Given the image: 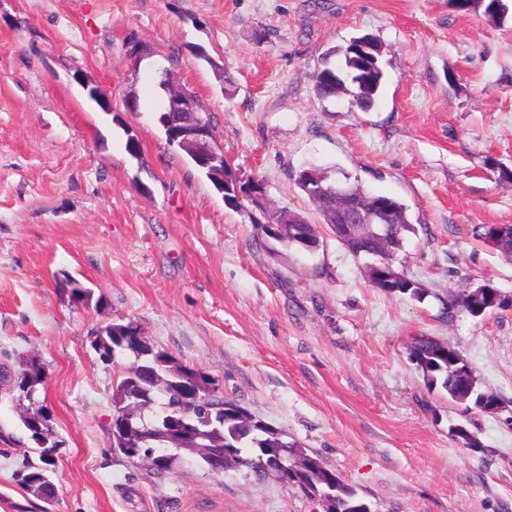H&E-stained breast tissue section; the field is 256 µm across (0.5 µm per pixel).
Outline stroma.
<instances>
[{
    "mask_svg": "<svg viewBox=\"0 0 512 512\" xmlns=\"http://www.w3.org/2000/svg\"><path fill=\"white\" fill-rule=\"evenodd\" d=\"M507 4L497 24L454 0H0V512H314L245 467L189 462L159 477L112 452V386L130 361H100L91 335L128 320L319 453L374 512H512V308L441 314L468 288L512 295V258L481 236L512 224ZM366 34L383 47L374 107L320 100L326 52ZM199 47L212 65L192 58ZM166 69L238 174L321 226L318 249L271 255L167 144L150 105ZM307 163L405 204L414 231L396 266L423 300L373 287L365 258L323 228L293 180ZM69 276L90 305L73 301ZM421 334L467 360L497 414L428 391L407 350ZM32 357L61 442L49 502L20 483L38 455L13 385ZM465 419L479 448L451 432Z\"/></svg>",
    "mask_w": 512,
    "mask_h": 512,
    "instance_id": "stroma-1",
    "label": "stroma"
}]
</instances>
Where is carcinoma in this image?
<instances>
[{
	"mask_svg": "<svg viewBox=\"0 0 512 512\" xmlns=\"http://www.w3.org/2000/svg\"><path fill=\"white\" fill-rule=\"evenodd\" d=\"M460 11L484 8V13L495 23L503 21L508 13L504 0H455ZM371 66L352 46L335 47L330 50L323 67L313 75L314 88L319 98L336 97L340 84L350 93L361 110L373 106L381 89L384 73L379 67L380 54ZM335 62H330V59ZM175 85L171 73L165 71L158 82L159 95L155 118L165 121L172 128L191 123L198 118L192 112L168 111L167 88ZM215 189L228 196V190L244 187L250 183L242 179L229 161L216 168H200ZM386 237L398 245L404 233L414 231L408 219L398 218V223L384 227ZM319 241L313 225L290 224L280 232L279 243L305 249L306 243ZM466 310L481 307L473 297H457L443 303L442 314L451 319L459 307ZM91 347L104 362H112L123 356L134 358L120 381L112 386V420L108 429L112 451L130 461H141L136 455L139 448H165L170 459L150 461V471L156 475L171 472L178 463V455L192 453L197 462L212 471L226 468L246 467L260 477L278 478L280 463L291 464L300 477L296 488L314 500L319 512H362L367 505L364 497L343 482L337 486L330 483L333 470L323 458L295 442H289L278 428L262 422L249 414L235 399L212 396L209 389L213 381L203 370L178 361L167 351L153 345L145 336L136 335L134 322H112L100 327L91 337ZM449 345L431 336L419 335L411 339L409 358L422 371L425 385L430 390L440 388L459 403L471 401L478 406L487 396L480 391L478 383L468 366V378L461 381L455 359L448 358ZM45 370L38 361L31 359L17 377L16 388L26 400L34 399L39 386L45 383ZM194 387L203 400L197 403L182 401V390ZM173 416L182 420L186 427L172 433L163 424L164 417ZM21 422L36 445L41 464L28 466L22 476L24 485L41 497L44 484L50 482L48 474L54 463L60 441L55 439L47 425L49 419L39 408L21 416Z\"/></svg>",
	"mask_w": 512,
	"mask_h": 512,
	"instance_id": "1",
	"label": "carcinoma"
}]
</instances>
